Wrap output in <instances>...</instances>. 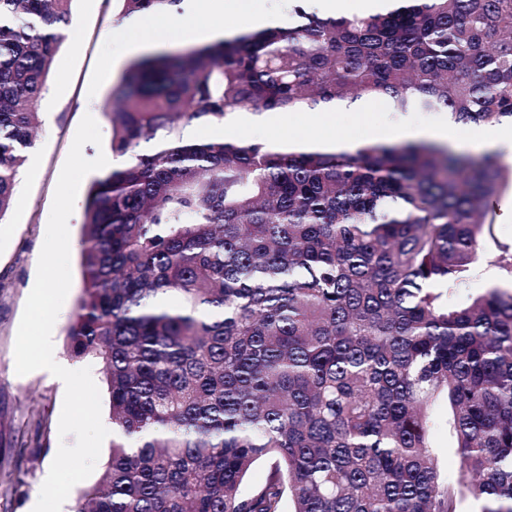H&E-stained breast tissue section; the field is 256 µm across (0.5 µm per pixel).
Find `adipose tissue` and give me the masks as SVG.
Listing matches in <instances>:
<instances>
[{"label": "adipose tissue", "mask_w": 512, "mask_h": 512, "mask_svg": "<svg viewBox=\"0 0 512 512\" xmlns=\"http://www.w3.org/2000/svg\"><path fill=\"white\" fill-rule=\"evenodd\" d=\"M183 21L163 31L158 41L162 44L205 43L224 38L226 31L222 24L212 22V13L223 10L224 0H185ZM374 106L373 99L361 100L352 109L353 119L361 128L355 135L337 133H311L305 130L288 131L281 135V145L295 148L320 147L333 151H353L370 143H400L429 141L454 145L475 153L499 151L504 162H512V144H506V134H512V125L507 130L499 126L482 125L468 130L449 123L447 113H438L430 119L385 118L371 120L369 113Z\"/></svg>", "instance_id": "1"}]
</instances>
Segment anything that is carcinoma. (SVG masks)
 I'll list each match as a JSON object with an SVG mask.
<instances>
[{"instance_id": "cac0c4a2", "label": "carcinoma", "mask_w": 512, "mask_h": 512, "mask_svg": "<svg viewBox=\"0 0 512 512\" xmlns=\"http://www.w3.org/2000/svg\"><path fill=\"white\" fill-rule=\"evenodd\" d=\"M71 2L0 0V220ZM113 2L123 18L183 4ZM288 6L285 25L135 58L105 103L127 162L88 190L66 349L103 365L112 452L73 512H512V290L455 299L512 166L430 142L185 133L364 97L512 123V0ZM322 10L327 15H341L356 12L360 16H367L386 10L389 0H320ZM319 0H309L305 6L321 16H326L320 9Z\"/></svg>"}]
</instances>
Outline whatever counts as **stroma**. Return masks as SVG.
Returning <instances> with one entry per match:
<instances>
[{"instance_id": "stroma-1", "label": "stroma", "mask_w": 512, "mask_h": 512, "mask_svg": "<svg viewBox=\"0 0 512 512\" xmlns=\"http://www.w3.org/2000/svg\"><path fill=\"white\" fill-rule=\"evenodd\" d=\"M71 23L54 58L39 108L35 145L20 172L14 200L0 220V512H25L39 495L60 442L64 390L46 374L15 372L14 344L26 299L37 274L56 184L78 125L92 114L101 145H85L86 158L110 146L112 123L103 107L120 64L113 62L112 31L122 21L113 0H72ZM90 178H83L69 219L72 283L66 301L75 307L82 292L80 240ZM68 312L58 315L52 336L66 349Z\"/></svg>"}]
</instances>
